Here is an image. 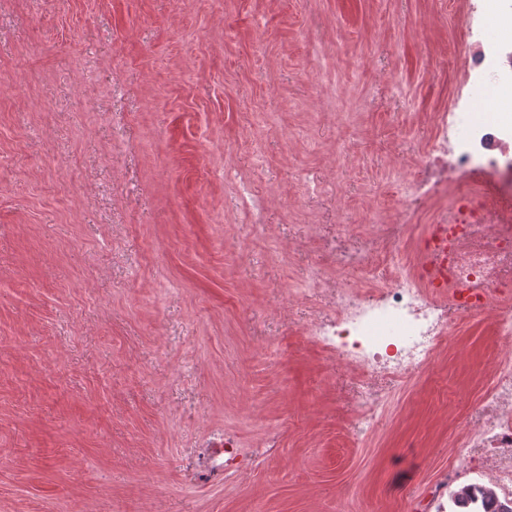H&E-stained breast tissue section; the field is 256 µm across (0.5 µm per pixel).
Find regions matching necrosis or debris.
Returning <instances> with one entry per match:
<instances>
[{
    "mask_svg": "<svg viewBox=\"0 0 512 512\" xmlns=\"http://www.w3.org/2000/svg\"><path fill=\"white\" fill-rule=\"evenodd\" d=\"M499 0H470L467 34L479 49L466 75L475 95L469 106L435 114V142L421 164L423 195L449 200L445 228L424 225L407 251L385 239L374 251L388 253L379 284L358 289L337 282L327 310L306 328L315 346L352 371L363 392L349 418L353 435L367 434L383 413L388 397L375 384L396 385L416 370L429 368L448 342L456 314L454 298L469 289L482 293L483 310L492 312L498 336L512 338V215L496 214L475 201L449 171L492 176L496 198H512V40L485 25ZM374 251L358 254L372 263ZM488 412L476 427L450 438L455 448H482L491 475L512 485V356L490 371L482 396Z\"/></svg>",
    "mask_w": 512,
    "mask_h": 512,
    "instance_id": "4bbe7bcc",
    "label": "necrosis or debris"
}]
</instances>
